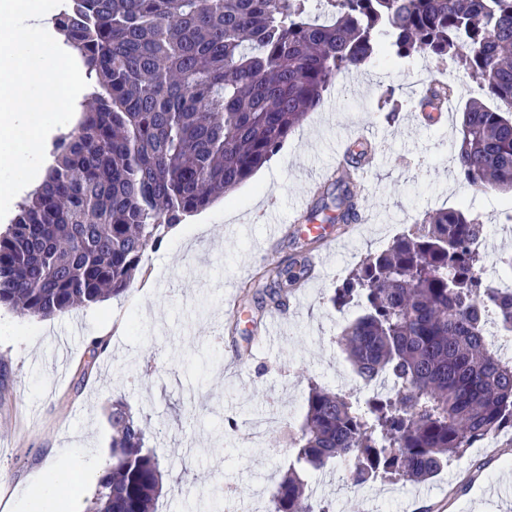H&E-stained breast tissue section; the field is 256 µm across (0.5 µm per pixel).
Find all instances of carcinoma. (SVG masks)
Listing matches in <instances>:
<instances>
[{
	"mask_svg": "<svg viewBox=\"0 0 512 512\" xmlns=\"http://www.w3.org/2000/svg\"><path fill=\"white\" fill-rule=\"evenodd\" d=\"M311 2L63 0L53 21L85 67L89 104L0 235V307L49 318L123 295L169 227L251 178L339 74L385 51L465 62L495 105H465L451 161L468 184L512 195V0ZM453 95L432 82L418 107L440 112ZM360 205L338 181L308 220L350 224ZM485 231L464 206L432 212L335 289L333 306L360 308L338 336L356 373L393 387L361 408L312 386L268 512H326L304 469L341 459L356 485L418 483L512 426V361L483 334L489 310L512 331V295L479 275ZM284 276L262 274L279 308ZM146 441L113 401L112 463L87 512H158L166 474Z\"/></svg>",
	"mask_w": 512,
	"mask_h": 512,
	"instance_id": "1",
	"label": "carcinoma"
}]
</instances>
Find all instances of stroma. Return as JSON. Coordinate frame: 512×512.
I'll return each mask as SVG.
<instances>
[{
    "mask_svg": "<svg viewBox=\"0 0 512 512\" xmlns=\"http://www.w3.org/2000/svg\"><path fill=\"white\" fill-rule=\"evenodd\" d=\"M337 77L320 107L288 137L261 175L227 199L188 217L181 236L166 235L145 253L135 284L117 298L51 319L0 307V512L22 498L36 477L63 476L69 512H85L99 473L84 474L85 449L110 459L113 400L148 418L147 441L169 471L160 512H191L202 493L224 489L223 512H266L260 487L278 481L293 462L310 383L359 397L362 380L336 341L359 313L328 299L369 254L388 244L401 225L434 209L468 202L495 226L484 255L512 252V222L503 193L468 185L448 161L465 104L485 94L455 61L379 56L354 74ZM441 80L454 86L443 120L409 121L416 92ZM366 139L377 162L364 174L367 221L351 245L290 295L286 313L265 301L256 282L264 267L288 266L307 246L291 235L271 239L258 216L274 207L289 223L297 204L312 203L329 184L325 171L338 148ZM111 343L85 368L94 336ZM66 449L65 458L51 448ZM313 497L334 512H512L498 490L512 485V430L496 447H472L432 480L416 485L379 479L353 485L345 464L310 470Z\"/></svg>",
    "mask_w": 512,
    "mask_h": 512,
    "instance_id": "stroma-1",
    "label": "stroma"
}]
</instances>
